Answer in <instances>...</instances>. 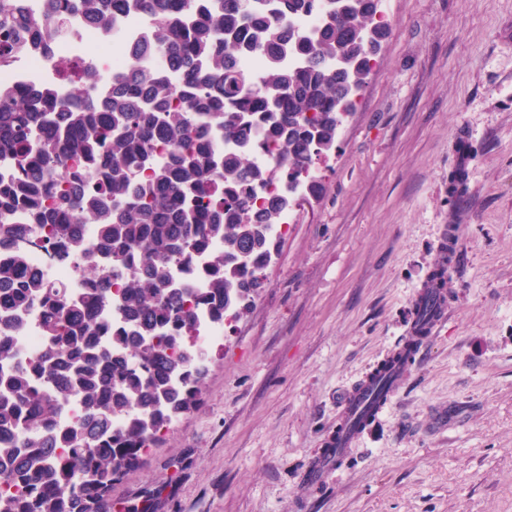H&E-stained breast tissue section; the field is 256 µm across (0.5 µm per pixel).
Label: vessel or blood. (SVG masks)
<instances>
[{
  "mask_svg": "<svg viewBox=\"0 0 512 512\" xmlns=\"http://www.w3.org/2000/svg\"><path fill=\"white\" fill-rule=\"evenodd\" d=\"M460 245L459 227L443 229L436 268L443 274L453 271L448 260L449 248ZM448 315L444 281L427 277L406 310V337L387 356L375 364L346 394L338 407L336 426L327 437L328 445L320 449L307 465L310 484L319 486L343 466L351 448L375 424L398 393L405 374L417 365L428 340Z\"/></svg>",
  "mask_w": 512,
  "mask_h": 512,
  "instance_id": "b4317fda",
  "label": "vessel or blood"
}]
</instances>
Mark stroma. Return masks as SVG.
I'll use <instances>...</instances> for the list:
<instances>
[{
    "instance_id": "stroma-1",
    "label": "stroma",
    "mask_w": 512,
    "mask_h": 512,
    "mask_svg": "<svg viewBox=\"0 0 512 512\" xmlns=\"http://www.w3.org/2000/svg\"><path fill=\"white\" fill-rule=\"evenodd\" d=\"M372 72L293 210L198 407L111 490L112 512H512V0H381ZM461 227L448 322L320 487L343 395L402 339Z\"/></svg>"
}]
</instances>
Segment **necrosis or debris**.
<instances>
[{
    "label": "necrosis or debris",
    "mask_w": 512,
    "mask_h": 512,
    "mask_svg": "<svg viewBox=\"0 0 512 512\" xmlns=\"http://www.w3.org/2000/svg\"><path fill=\"white\" fill-rule=\"evenodd\" d=\"M72 3L73 0H54L55 9L65 20L64 29L48 46L32 45L24 53H13L10 63L0 67V86L50 89L57 95L66 96L71 87L64 79L65 72L79 73L92 68L104 77L99 92L111 91L112 74L130 67L127 47L140 39L149 26V18L132 9L118 12L109 26L99 27L89 24L80 12L74 11ZM57 249V244L49 241L26 245L28 265L44 271L47 278L58 285L84 287L83 261L58 262ZM229 328L227 321L212 319L207 309H198L196 329L183 340L181 347L189 352L202 348L218 349Z\"/></svg>",
    "instance_id": "necrosis-or-debris-1"
}]
</instances>
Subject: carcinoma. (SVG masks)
<instances>
[{
  "instance_id": "cac0c4a2",
  "label": "carcinoma",
  "mask_w": 512,
  "mask_h": 512,
  "mask_svg": "<svg viewBox=\"0 0 512 512\" xmlns=\"http://www.w3.org/2000/svg\"><path fill=\"white\" fill-rule=\"evenodd\" d=\"M41 14L27 0H0V66L12 50L42 43L64 26L52 0ZM380 0H74L100 25L128 7L153 23L136 52L177 69L179 83L134 61L112 78L99 102L94 69L72 83L69 97L47 90H0V158L14 164L0 180V321L14 327L42 303V354L26 365L0 335V512H112V484L161 440L160 427L197 403L208 363L176 354L194 329V305L214 319H237L263 287L272 257V225L293 204L296 188L317 161L336 151L342 114L355 107L375 54L390 35ZM323 9L321 25L302 33L292 17ZM187 23L170 24L174 11ZM288 52L301 65L280 62ZM263 68L245 74L244 54ZM169 150L163 165L154 148ZM274 145V163L251 149ZM91 163L96 180L56 192L69 164ZM276 185L269 198L260 192ZM28 209L47 237L71 256L88 259L93 282L112 274L118 292L94 288L97 302H115L124 328L112 332L69 289L32 275L20 243L26 229L11 223ZM79 224L98 226L90 243ZM220 241L207 269L211 291L193 293L171 275L188 251ZM79 396L83 419L58 427L62 405ZM125 424L113 427V419Z\"/></svg>"
}]
</instances>
